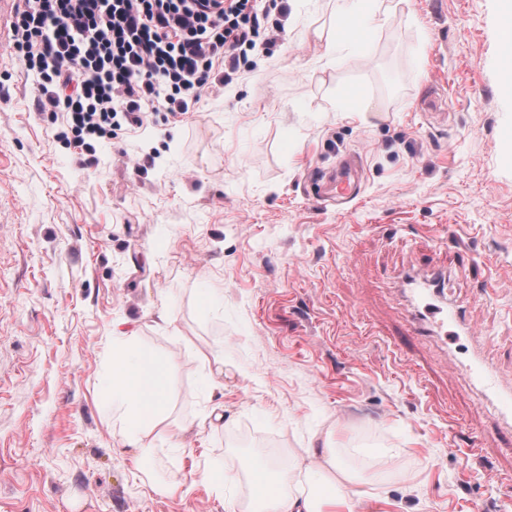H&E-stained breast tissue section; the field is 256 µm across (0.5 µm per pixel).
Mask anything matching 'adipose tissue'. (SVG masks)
Wrapping results in <instances>:
<instances>
[{
    "label": "adipose tissue",
    "instance_id": "ef3b65f1",
    "mask_svg": "<svg viewBox=\"0 0 512 512\" xmlns=\"http://www.w3.org/2000/svg\"><path fill=\"white\" fill-rule=\"evenodd\" d=\"M109 410L113 430L139 451L135 465H142L143 452L157 439L172 436L165 363L136 337L112 339ZM321 458L302 472L255 470V512H353L362 490L337 449H322Z\"/></svg>",
    "mask_w": 512,
    "mask_h": 512
}]
</instances>
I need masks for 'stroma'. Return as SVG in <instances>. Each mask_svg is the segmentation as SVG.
<instances>
[{
	"label": "stroma",
	"instance_id": "obj_1",
	"mask_svg": "<svg viewBox=\"0 0 512 512\" xmlns=\"http://www.w3.org/2000/svg\"><path fill=\"white\" fill-rule=\"evenodd\" d=\"M292 0L270 58L183 121L75 158L0 43V512H244L252 472L338 448L355 512H512V63L501 0ZM355 48L323 57L340 5ZM361 114L346 117L337 102ZM360 196L313 199L346 154ZM448 270L467 333L407 335L402 275ZM121 329L167 363L180 447L146 467L105 408ZM223 371L204 365L211 352ZM213 469L223 497L195 478ZM469 372L472 377L485 385L491 393L497 413L508 422L512 419V390L501 389L496 383L489 380L487 373L479 362L471 363Z\"/></svg>",
	"mask_w": 512,
	"mask_h": 512
}]
</instances>
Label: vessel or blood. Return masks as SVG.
I'll use <instances>...</instances> for the list:
<instances>
[{
    "label": "vessel or blood",
    "mask_w": 512,
    "mask_h": 512,
    "mask_svg": "<svg viewBox=\"0 0 512 512\" xmlns=\"http://www.w3.org/2000/svg\"><path fill=\"white\" fill-rule=\"evenodd\" d=\"M360 171L351 161H343L336 171L318 176L315 180V193L319 201L331 198L352 199L359 193ZM438 272L415 269L405 281V291L411 300L414 311L410 316V328L414 332L429 331L437 335L456 336L461 321L457 312L445 301L444 289L438 288ZM472 377L483 383L491 393L497 413L503 420L512 419V390L501 389L491 382L481 363L469 366Z\"/></svg>",
    "instance_id": "obj_1"
}]
</instances>
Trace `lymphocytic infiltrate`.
<instances>
[{"label":"lymphocytic infiltrate","instance_id":"1","mask_svg":"<svg viewBox=\"0 0 512 512\" xmlns=\"http://www.w3.org/2000/svg\"><path fill=\"white\" fill-rule=\"evenodd\" d=\"M274 11L287 14L285 0H18L11 45L80 158L232 84L281 41Z\"/></svg>","mask_w":512,"mask_h":512}]
</instances>
